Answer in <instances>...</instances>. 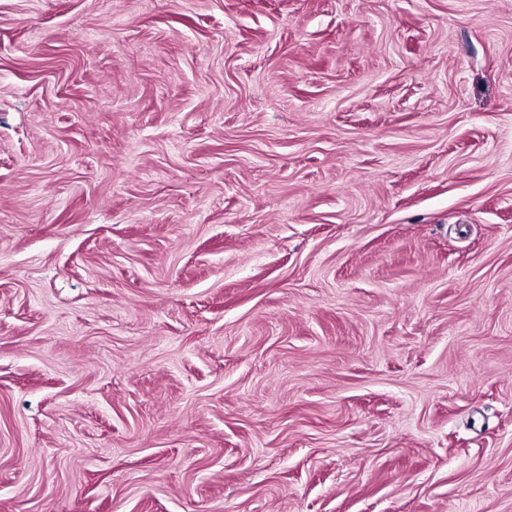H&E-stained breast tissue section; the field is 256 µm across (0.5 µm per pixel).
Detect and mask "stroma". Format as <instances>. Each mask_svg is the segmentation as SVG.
Wrapping results in <instances>:
<instances>
[{
    "instance_id": "stroma-1",
    "label": "stroma",
    "mask_w": 512,
    "mask_h": 512,
    "mask_svg": "<svg viewBox=\"0 0 512 512\" xmlns=\"http://www.w3.org/2000/svg\"><path fill=\"white\" fill-rule=\"evenodd\" d=\"M0 512H512V0H0Z\"/></svg>"
}]
</instances>
